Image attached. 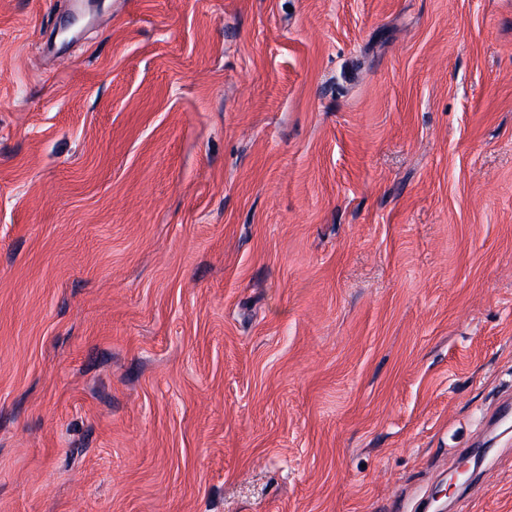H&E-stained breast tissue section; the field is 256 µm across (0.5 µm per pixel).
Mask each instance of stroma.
Masks as SVG:
<instances>
[{"instance_id":"obj_1","label":"stroma","mask_w":512,"mask_h":512,"mask_svg":"<svg viewBox=\"0 0 512 512\" xmlns=\"http://www.w3.org/2000/svg\"><path fill=\"white\" fill-rule=\"evenodd\" d=\"M62 2L0 0V512H434L482 447L512 512V0Z\"/></svg>"}]
</instances>
